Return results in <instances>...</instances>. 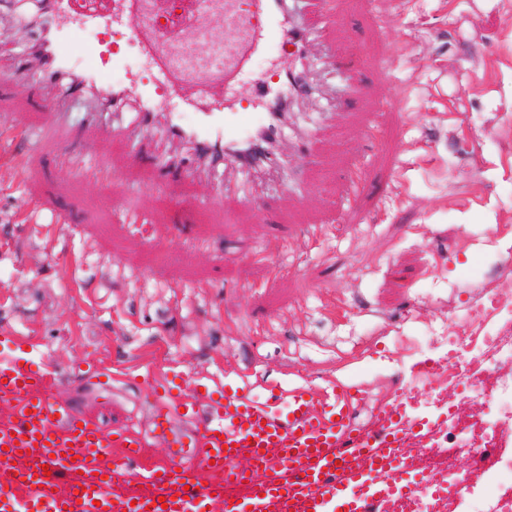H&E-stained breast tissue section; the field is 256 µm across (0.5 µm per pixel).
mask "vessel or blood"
I'll return each mask as SVG.
<instances>
[{
	"label": "vessel or blood",
	"mask_w": 512,
	"mask_h": 512,
	"mask_svg": "<svg viewBox=\"0 0 512 512\" xmlns=\"http://www.w3.org/2000/svg\"><path fill=\"white\" fill-rule=\"evenodd\" d=\"M45 13L18 63L0 67V84L31 83L46 113L42 133L54 157L83 179H109L106 163L88 165L69 145L74 105L84 125L108 127L117 139L136 134L129 162H157L156 187L190 179L203 168L229 164L245 175L218 184L211 206L234 197L264 210L246 184L257 169L279 175L274 152L293 97L306 91L299 63L310 30L294 0H197L192 31L221 19L222 42L201 46L160 25L152 0H42ZM121 29L142 48L149 76L139 94L105 77L110 51L94 49L81 71L67 49L93 29ZM288 54L287 69L270 62ZM254 89L257 111H245L235 89ZM178 100L180 112L167 111ZM134 110L136 124L122 119ZM197 116L183 124L181 111ZM29 128L0 126V167L15 179L30 170L20 152ZM173 140L190 143L192 157L171 155ZM64 372L35 347L0 336V512H371L387 497L410 493L405 451L427 428L409 422L399 404L380 412L365 433L352 425L350 388L329 380L319 387L270 390L264 399L230 380L206 376L139 382L153 401L151 428L142 435L108 431L71 410L60 396ZM175 449L182 463H148L150 444Z\"/></svg>",
	"instance_id": "obj_1"
}]
</instances>
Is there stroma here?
I'll use <instances>...</instances> for the list:
<instances>
[{"mask_svg":"<svg viewBox=\"0 0 512 512\" xmlns=\"http://www.w3.org/2000/svg\"><path fill=\"white\" fill-rule=\"evenodd\" d=\"M367 74L337 67L350 111L313 99L293 115L316 139L293 152L300 197L255 180L277 222L228 201L204 210L215 176L176 183L158 202L149 166L125 168L131 141L70 135L86 160L109 161L118 194L137 187L126 223L100 184L56 166L32 140L31 169H0V332L65 360L92 357L119 373L206 370L261 398L275 385L335 379L359 389L354 413L433 384L419 362L446 337L502 332L501 314L476 329L469 308L512 286V0H336L311 18ZM38 129L42 106L26 85L0 87V121ZM366 183L355 205L345 184ZM180 225L184 254L169 258L157 231ZM72 407L112 428H146L147 391L72 382Z\"/></svg>","mask_w":512,"mask_h":512,"instance_id":"1","label":"stroma"}]
</instances>
